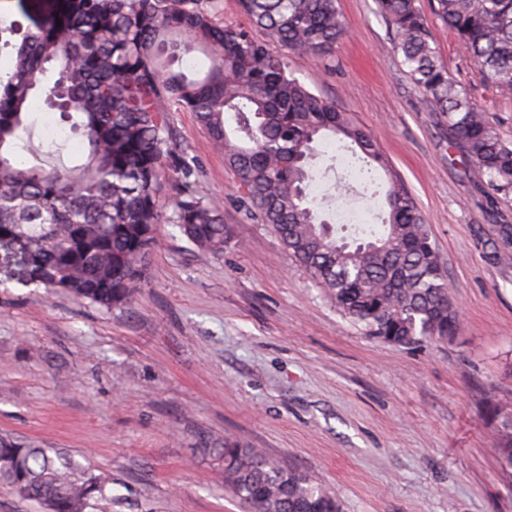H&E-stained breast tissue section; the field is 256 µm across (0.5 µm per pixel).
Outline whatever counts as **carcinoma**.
<instances>
[{
  "label": "carcinoma",
  "mask_w": 512,
  "mask_h": 512,
  "mask_svg": "<svg viewBox=\"0 0 512 512\" xmlns=\"http://www.w3.org/2000/svg\"><path fill=\"white\" fill-rule=\"evenodd\" d=\"M394 30L401 66L430 111L448 124L484 193L512 200V143L448 77L416 0H376ZM251 28L216 21L218 0H57L34 28H0L10 68L0 75V230L30 256V281L106 309L127 306L173 222L200 250L224 249L223 205L195 189L196 170L169 164L172 214L159 205L170 157V113L195 114L239 178L246 208L283 244L345 316L397 344L455 335L459 314L411 193L389 171L383 233L347 241L307 205L315 142L334 136L366 164L387 167L377 142L336 103L288 73L282 51L322 59L347 33L336 0H238ZM434 12L485 81L512 94V0H436ZM199 52L192 78L174 65ZM55 64L57 78L40 76ZM36 97L78 117L83 163L26 166L17 159L27 103ZM233 114L235 126L226 125ZM495 446L512 480V412L498 413ZM224 483L248 512H340L328 491L258 448L224 443ZM0 484L42 512H97L110 478L49 448L0 438Z\"/></svg>",
  "instance_id": "obj_1"
}]
</instances>
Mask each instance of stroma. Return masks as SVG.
<instances>
[{
    "mask_svg": "<svg viewBox=\"0 0 512 512\" xmlns=\"http://www.w3.org/2000/svg\"><path fill=\"white\" fill-rule=\"evenodd\" d=\"M418 0L449 77L512 142V98L487 87ZM348 34L324 61L288 69L379 143L412 193L462 325L414 345L368 336L340 313L270 225L237 203L238 176L194 113L171 115L175 155L224 203L223 252L163 224L124 308L107 310L0 274V438L55 448L111 480L99 512H247L211 451L259 448L331 491L341 512H512L494 412L512 404V202L489 210L448 147V128L404 73L375 0H337ZM21 160L81 162L80 135L33 100ZM350 153L316 145L308 200L333 221L332 180L382 232L388 177L347 174Z\"/></svg>",
    "mask_w": 512,
    "mask_h": 512,
    "instance_id": "35a3bbf8",
    "label": "stroma"
}]
</instances>
